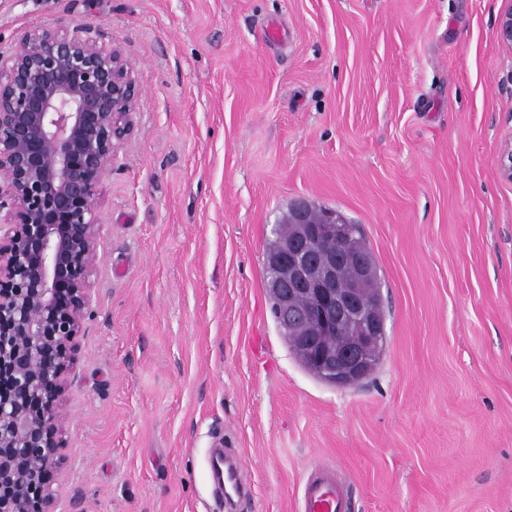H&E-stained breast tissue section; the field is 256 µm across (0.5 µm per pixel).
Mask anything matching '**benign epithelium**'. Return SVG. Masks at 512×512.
Listing matches in <instances>:
<instances>
[{
	"instance_id": "7a95c632",
	"label": "benign epithelium",
	"mask_w": 512,
	"mask_h": 512,
	"mask_svg": "<svg viewBox=\"0 0 512 512\" xmlns=\"http://www.w3.org/2000/svg\"><path fill=\"white\" fill-rule=\"evenodd\" d=\"M497 37L512 47V8ZM139 88L122 49L64 26L24 30L0 47V512H56L66 459L62 402L100 263L99 187L134 130ZM512 180V136L497 155ZM265 252L273 317L304 367L347 388L385 341L368 308L367 271L324 242L350 225L292 206Z\"/></svg>"
}]
</instances>
